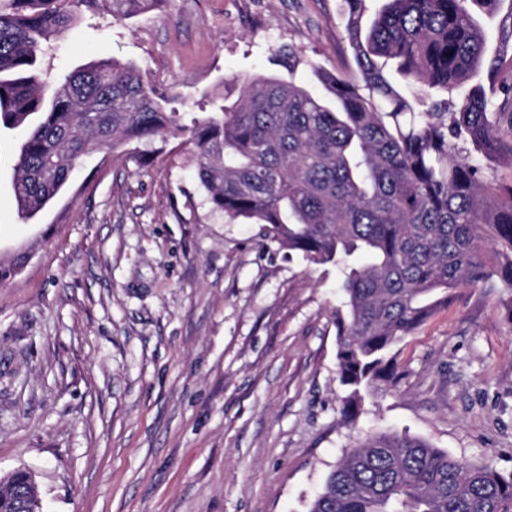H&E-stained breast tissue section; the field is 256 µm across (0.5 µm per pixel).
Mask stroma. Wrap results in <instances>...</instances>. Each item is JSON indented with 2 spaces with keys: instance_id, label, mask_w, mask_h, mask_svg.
Returning a JSON list of instances; mask_svg holds the SVG:
<instances>
[{
  "instance_id": "obj_1",
  "label": "stroma",
  "mask_w": 512,
  "mask_h": 512,
  "mask_svg": "<svg viewBox=\"0 0 512 512\" xmlns=\"http://www.w3.org/2000/svg\"><path fill=\"white\" fill-rule=\"evenodd\" d=\"M56 42L57 75L137 65L183 124L243 77L353 65L341 0H159L112 21L88 6ZM299 64L288 72L281 56ZM0 131V476L33 472L43 512H308L366 435L419 437L512 473V290L452 289L394 348L403 377L355 421L336 359V265H309L212 210L191 146L132 142L90 156L29 221Z\"/></svg>"
}]
</instances>
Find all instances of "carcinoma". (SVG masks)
Returning a JSON list of instances; mask_svg holds the SVG:
<instances>
[{"instance_id":"1","label":"carcinoma","mask_w":512,"mask_h":512,"mask_svg":"<svg viewBox=\"0 0 512 512\" xmlns=\"http://www.w3.org/2000/svg\"><path fill=\"white\" fill-rule=\"evenodd\" d=\"M155 2L0 0V128L22 131L18 217L50 205L96 151L187 137L214 209L309 264L342 266L336 358L354 417L362 390L395 379L393 347L448 290L495 277L512 289V186L487 175L512 164V0H343L351 72L328 79L308 61L322 95L245 79L237 100L190 127L133 63L42 70L76 8L121 21ZM22 487L38 494L24 469L0 478V503ZM309 512H512V474L381 434L351 449Z\"/></svg>"}]
</instances>
